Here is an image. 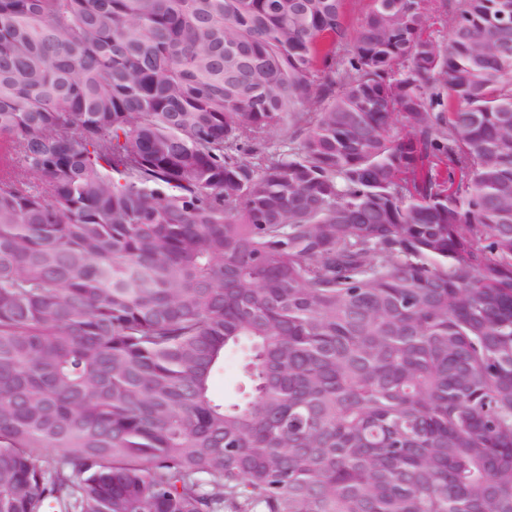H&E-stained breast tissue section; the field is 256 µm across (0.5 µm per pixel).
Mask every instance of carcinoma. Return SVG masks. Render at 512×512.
<instances>
[{"instance_id":"carcinoma-1","label":"carcinoma","mask_w":512,"mask_h":512,"mask_svg":"<svg viewBox=\"0 0 512 512\" xmlns=\"http://www.w3.org/2000/svg\"><path fill=\"white\" fill-rule=\"evenodd\" d=\"M440 2L0 0V512H512V0ZM373 0H343L344 20L351 34L355 35L364 17L372 10ZM245 356L240 350H234L224 357L222 368L213 382V393L217 397L227 396L238 384L242 373Z\"/></svg>"}]
</instances>
